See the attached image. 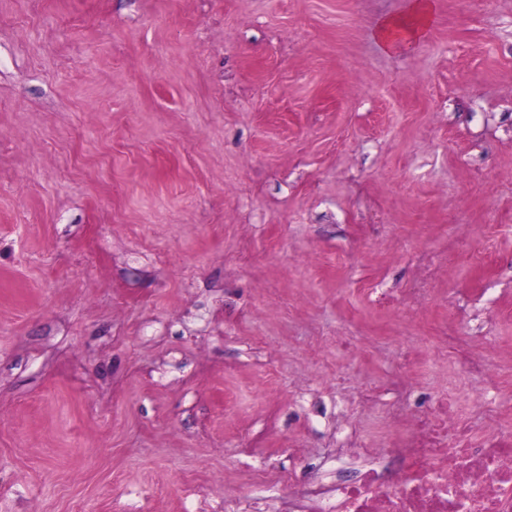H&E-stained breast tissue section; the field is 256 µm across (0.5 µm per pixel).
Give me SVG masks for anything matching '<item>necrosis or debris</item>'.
Returning <instances> with one entry per match:
<instances>
[{
	"mask_svg": "<svg viewBox=\"0 0 512 512\" xmlns=\"http://www.w3.org/2000/svg\"><path fill=\"white\" fill-rule=\"evenodd\" d=\"M389 447H367L354 423L352 480L288 483V512H512V435L474 433L451 394L414 416Z\"/></svg>",
	"mask_w": 512,
	"mask_h": 512,
	"instance_id": "1",
	"label": "necrosis or debris"
}]
</instances>
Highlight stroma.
<instances>
[{
    "instance_id": "35a3bbf8",
    "label": "stroma",
    "mask_w": 512,
    "mask_h": 512,
    "mask_svg": "<svg viewBox=\"0 0 512 512\" xmlns=\"http://www.w3.org/2000/svg\"><path fill=\"white\" fill-rule=\"evenodd\" d=\"M410 2L0 0V512H286L364 388L394 436L398 376L492 424L512 0H434L387 54ZM431 0H413L405 17H384L375 25L373 36L387 53H404L426 34L433 20Z\"/></svg>"
}]
</instances>
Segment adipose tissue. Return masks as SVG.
Here are the masks:
<instances>
[{"label": "adipose tissue", "instance_id": "obj_1", "mask_svg": "<svg viewBox=\"0 0 512 512\" xmlns=\"http://www.w3.org/2000/svg\"><path fill=\"white\" fill-rule=\"evenodd\" d=\"M433 12L432 0H412L407 16L381 18L374 27L373 36L385 52H407L425 36Z\"/></svg>", "mask_w": 512, "mask_h": 512}]
</instances>
